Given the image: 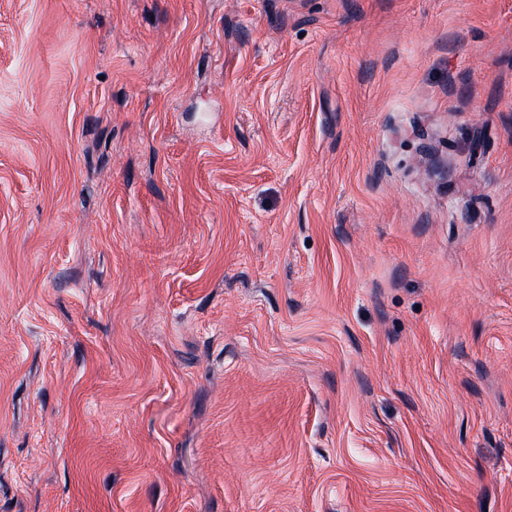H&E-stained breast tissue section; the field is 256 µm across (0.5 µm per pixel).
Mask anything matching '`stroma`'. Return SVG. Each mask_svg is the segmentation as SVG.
Returning a JSON list of instances; mask_svg holds the SVG:
<instances>
[{"instance_id": "stroma-1", "label": "stroma", "mask_w": 512, "mask_h": 512, "mask_svg": "<svg viewBox=\"0 0 512 512\" xmlns=\"http://www.w3.org/2000/svg\"><path fill=\"white\" fill-rule=\"evenodd\" d=\"M0 512H512V0H0Z\"/></svg>"}]
</instances>
